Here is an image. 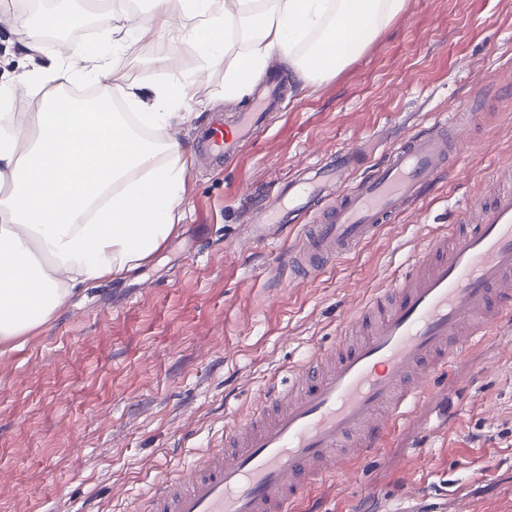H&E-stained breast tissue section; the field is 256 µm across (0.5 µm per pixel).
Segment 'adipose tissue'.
Segmentation results:
<instances>
[{
	"label": "adipose tissue",
	"instance_id": "1",
	"mask_svg": "<svg viewBox=\"0 0 512 512\" xmlns=\"http://www.w3.org/2000/svg\"><path fill=\"white\" fill-rule=\"evenodd\" d=\"M408 0H154L144 16L111 0L100 46L47 52L43 30L69 22L58 0L28 30L31 70L0 81V343L44 326L76 286L112 280L161 250L183 216L191 151L173 127L204 72L224 98L250 95L271 58L303 85L336 76L406 11ZM186 44L195 71L145 86L111 57L161 36ZM39 90L34 112L14 109ZM131 105L112 109L111 95Z\"/></svg>",
	"mask_w": 512,
	"mask_h": 512
}]
</instances>
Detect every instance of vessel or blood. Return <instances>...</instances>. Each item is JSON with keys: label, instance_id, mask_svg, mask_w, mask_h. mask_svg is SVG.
I'll return each mask as SVG.
<instances>
[{"label": "vessel or blood", "instance_id": "1", "mask_svg": "<svg viewBox=\"0 0 512 512\" xmlns=\"http://www.w3.org/2000/svg\"><path fill=\"white\" fill-rule=\"evenodd\" d=\"M280 102L278 80L268 79L236 126L214 121L199 140L215 158H229ZM465 125L460 112L435 119L365 176L364 156L345 150L312 177L288 179L263 202L257 238L304 217L277 268L292 278L320 275L449 173ZM471 205L475 223L433 236L408 274L344 320L335 347L311 353L290 370L287 388L272 387L253 417L226 427L223 447L157 481L147 512H292L312 486L416 423L417 407L430 403L455 360L512 323V186Z\"/></svg>", "mask_w": 512, "mask_h": 512}]
</instances>
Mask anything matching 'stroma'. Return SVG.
<instances>
[{"label": "stroma", "mask_w": 512, "mask_h": 512, "mask_svg": "<svg viewBox=\"0 0 512 512\" xmlns=\"http://www.w3.org/2000/svg\"><path fill=\"white\" fill-rule=\"evenodd\" d=\"M160 38L112 63L150 84ZM238 157L215 164L196 132L252 97L223 99L224 69L196 88L180 137L193 148L177 233L123 283L80 285L40 329L0 345V512H144L152 484L187 469L227 423L265 401L288 366L336 344L342 321L461 221L512 165V0H409L405 15L336 78L300 88ZM476 107L451 173L312 280L274 282L289 239L255 242V207L297 171L357 147L368 165L439 114ZM425 431L315 488L319 512H512V335L497 331L433 391Z\"/></svg>", "instance_id": "35a3bbf8"}]
</instances>
